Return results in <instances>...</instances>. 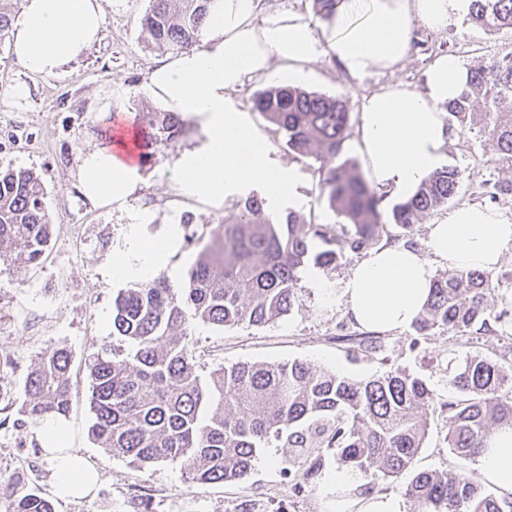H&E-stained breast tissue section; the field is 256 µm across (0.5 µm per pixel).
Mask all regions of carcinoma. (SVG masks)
Instances as JSON below:
<instances>
[{"mask_svg": "<svg viewBox=\"0 0 512 512\" xmlns=\"http://www.w3.org/2000/svg\"><path fill=\"white\" fill-rule=\"evenodd\" d=\"M143 18L148 45L180 52L198 44L215 0H150ZM468 21L495 33L512 29V0H471ZM254 109L289 151L317 164L321 197L339 224L305 223L294 212L265 213L250 196L210 230H188L201 247L179 286L157 277L119 293L112 307V337L91 365V433L97 445L139 466L179 464L191 480H244L257 452L276 441L288 449L282 470L288 493L311 491V480L331 454L368 480L396 482L417 512H512V499L485 488L475 472L448 468L414 471L428 436V414L440 412L449 452L475 457L491 429L512 427V359H493L472 345L481 338L508 342V309L496 312L488 296L493 272L456 270L433 280L427 303L411 324L408 348L417 350L437 331L452 334L447 363L459 396L441 401L420 377L391 367L368 379L349 377L301 361L236 363L202 374L188 349L190 322L218 327L263 326L292 310L300 274L330 267L344 253H362L382 240L384 225L409 231L458 192L459 174L432 172L409 198L382 213L385 195L344 155L352 135L347 99L280 84L260 92ZM459 123L479 118L495 148V163L512 171V59L468 70L458 99L445 106ZM185 130L176 112H156L141 146L175 141ZM44 186L31 171H0V262L37 265L52 225ZM71 356L46 351L24 387L23 413L34 424L66 415L71 405ZM5 512H55L51 500L26 493Z\"/></svg>", "mask_w": 512, "mask_h": 512, "instance_id": "carcinoma-1", "label": "carcinoma"}]
</instances>
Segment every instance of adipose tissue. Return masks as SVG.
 I'll return each mask as SVG.
<instances>
[{
  "mask_svg": "<svg viewBox=\"0 0 512 512\" xmlns=\"http://www.w3.org/2000/svg\"><path fill=\"white\" fill-rule=\"evenodd\" d=\"M469 7L470 0H343L317 31L297 16L262 13L261 0H217L202 43L160 60L145 87L169 111L194 118L202 133L200 145L174 163L176 194L218 209L259 187L269 211L299 203L293 169L273 157L266 135L232 97L243 79L272 76L279 60L293 64L291 76L300 81L304 64L324 54L353 77L392 70L408 55L415 23L440 30ZM104 22L102 0H24L11 32L13 53L30 73L57 75L98 39ZM465 77L459 58L445 55L427 71L424 91L392 85L365 98L358 136L375 186L402 198L442 165L451 135L443 106L460 94ZM138 142L120 135L82 155L80 184L93 204L121 207L135 193L140 168L123 154ZM511 246L512 223L496 210L455 208L431 225L427 250L386 247L359 262L342 288L346 311L376 332L407 327L428 298L434 262L491 271ZM37 433L55 462L54 494L94 493L99 473L64 448L63 417L45 419ZM476 468L501 495L512 496V428L486 440Z\"/></svg>",
  "mask_w": 512,
  "mask_h": 512,
  "instance_id": "obj_1",
  "label": "adipose tissue"
}]
</instances>
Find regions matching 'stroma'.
<instances>
[{"label":"stroma","instance_id":"stroma-1","mask_svg":"<svg viewBox=\"0 0 512 512\" xmlns=\"http://www.w3.org/2000/svg\"><path fill=\"white\" fill-rule=\"evenodd\" d=\"M105 23L98 43L64 66L59 75L28 74L10 51V32L0 33V169L24 168L38 175L53 224L46 256L38 265H0V512L19 494L35 490L50 496L53 463L43 456L33 425L22 413L24 385L34 361L50 347H66L72 357L71 408L66 447L89 458L100 472L95 495L55 503L56 512H235L256 500L266 512H336V495L326 492L321 479L311 491L292 499L280 473L286 451L279 443L261 449L253 469L238 483H197L180 465L158 462L146 466L99 448L91 434L90 407L93 356L112 345V305L120 290L139 283V276L117 277L112 261L123 257L129 265L142 262L138 242L165 241L168 263L163 273L180 283L198 251L172 227L190 222L211 229L224 213L193 198L177 196L171 174L179 154L200 142V129L187 122L185 133L171 144L155 147L140 167L144 182L124 209L93 206L82 194L78 167L84 152L107 142L109 115L127 114L146 126L147 112L162 104L147 98L144 87L162 51L147 44L142 18L149 0H102ZM407 60L392 71H373L359 78L345 75L330 56L307 65L303 87L327 95L345 96L352 116H360L366 96L394 84L415 90L425 87V74L444 54L457 56L471 68L512 57V31L495 35L470 26L461 17L447 27L417 26ZM274 79L253 78L234 92L239 107L262 130L269 124L253 109V97L271 83H290L288 64L277 61ZM28 88L26 97L12 96L14 86ZM275 157L293 168L302 196L294 211L319 224L338 218L320 197L313 159L288 151L277 138L269 140ZM494 150L481 124L454 130L446 148L445 165L459 173L460 189L447 209L425 215L406 239L409 246L427 249L430 225L440 223L448 209L462 205H490L512 222V196L489 199L486 183L511 173L493 162ZM349 253L329 268L309 267L297 284L298 299L291 312L264 326L218 328L192 322L189 348L200 372L237 362L278 364L303 360L347 375L365 378L379 371L378 359H351L352 339L362 329L350 320L341 295L351 269L359 262ZM323 288H316V281ZM409 328L383 333L384 353L392 363L424 377L440 398L454 395L446 370L450 334L429 336L417 350H409ZM440 416L429 418V433L416 466L441 471L453 464L444 440Z\"/></svg>","mask_w":512,"mask_h":512}]
</instances>
